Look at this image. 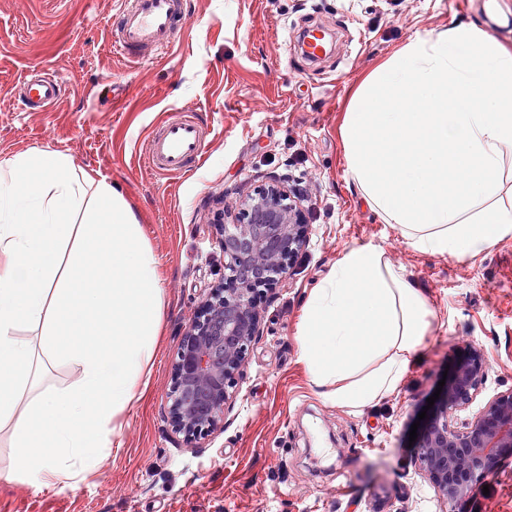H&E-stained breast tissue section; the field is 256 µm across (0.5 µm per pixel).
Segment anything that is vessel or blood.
Listing matches in <instances>:
<instances>
[{"label":"vessel or blood","mask_w":512,"mask_h":512,"mask_svg":"<svg viewBox=\"0 0 512 512\" xmlns=\"http://www.w3.org/2000/svg\"><path fill=\"white\" fill-rule=\"evenodd\" d=\"M184 12V0H121V26L112 37V49L128 60L150 48L166 51L173 42L176 26ZM64 84L58 76L29 75L16 96L22 111H55L62 100ZM205 135L189 116L170 115L160 119L150 136L144 162L155 174L179 176L204 162Z\"/></svg>","instance_id":"1"}]
</instances>
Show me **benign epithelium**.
I'll list each match as a JSON object with an SVG mask.
<instances>
[{
	"label": "benign epithelium",
	"mask_w": 512,
	"mask_h": 512,
	"mask_svg": "<svg viewBox=\"0 0 512 512\" xmlns=\"http://www.w3.org/2000/svg\"><path fill=\"white\" fill-rule=\"evenodd\" d=\"M240 223L223 226L224 289L209 293L202 316L190 321L173 366L170 416L188 440L206 436L221 421L250 344L260 336L257 295L289 275V263L307 243L299 207L284 182L246 199ZM481 348L448 378L446 399L421 432L415 463L438 495L453 506L488 476L512 448V391L489 399L457 427L453 415L468 407L488 372Z\"/></svg>",
	"instance_id": "obj_1"
}]
</instances>
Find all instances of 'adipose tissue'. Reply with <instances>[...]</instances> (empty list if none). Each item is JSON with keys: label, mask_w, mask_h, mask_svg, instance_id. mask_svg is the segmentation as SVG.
<instances>
[{"label": "adipose tissue", "mask_w": 512, "mask_h": 512, "mask_svg": "<svg viewBox=\"0 0 512 512\" xmlns=\"http://www.w3.org/2000/svg\"><path fill=\"white\" fill-rule=\"evenodd\" d=\"M342 143L363 203L413 250L472 259L512 237V48L479 23L400 46L356 88ZM158 260L118 184L67 154L0 161V483L77 486L139 398L164 314ZM383 248L347 249L310 294L299 356L354 412L397 393L429 336ZM75 367L64 385L45 376Z\"/></svg>", "instance_id": "1"}]
</instances>
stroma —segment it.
Wrapping results in <instances>:
<instances>
[{
    "label": "stroma",
    "mask_w": 512,
    "mask_h": 512,
    "mask_svg": "<svg viewBox=\"0 0 512 512\" xmlns=\"http://www.w3.org/2000/svg\"><path fill=\"white\" fill-rule=\"evenodd\" d=\"M185 0L181 33L133 65L112 53L118 0H0V160L70 155L119 184L162 274L166 313L146 387L123 416L122 446L75 487L0 484V512H512V456L447 508L414 465L410 429L446 369L481 345L489 362L474 404L512 390V238L458 261L413 251L364 205L341 141L348 99L409 39L481 23L512 47V0ZM321 26L334 53L313 63L299 35ZM67 87L53 112L20 111L31 70ZM188 114L209 131L202 166L178 178L143 154L157 120ZM305 199L310 237L273 299L256 304L236 396L219 426L189 444L168 420L173 364L188 323L224 281L216 239L264 177ZM383 247L427 297L433 331L396 395L360 413L326 402L299 359L310 292L358 245Z\"/></svg>",
    "instance_id": "1"
}]
</instances>
